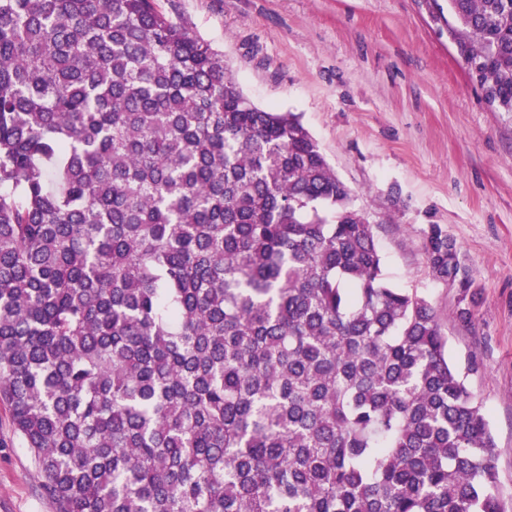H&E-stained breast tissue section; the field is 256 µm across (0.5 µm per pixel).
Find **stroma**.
Wrapping results in <instances>:
<instances>
[{"label": "stroma", "mask_w": 512, "mask_h": 512, "mask_svg": "<svg viewBox=\"0 0 512 512\" xmlns=\"http://www.w3.org/2000/svg\"><path fill=\"white\" fill-rule=\"evenodd\" d=\"M223 52L259 107L300 116L372 224L384 272L425 294L468 369L512 497V113L492 110L424 0H158ZM457 249L436 279L423 242ZM470 312L460 320L458 309ZM0 512H54L0 405Z\"/></svg>", "instance_id": "35a3bbf8"}]
</instances>
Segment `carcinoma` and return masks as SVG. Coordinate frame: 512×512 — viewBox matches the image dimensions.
I'll list each match as a JSON object with an SVG mask.
<instances>
[{
	"label": "carcinoma",
	"mask_w": 512,
	"mask_h": 512,
	"mask_svg": "<svg viewBox=\"0 0 512 512\" xmlns=\"http://www.w3.org/2000/svg\"><path fill=\"white\" fill-rule=\"evenodd\" d=\"M433 2L512 112V0ZM0 404L54 512H512L429 299L156 0H0Z\"/></svg>",
	"instance_id": "1"
}]
</instances>
